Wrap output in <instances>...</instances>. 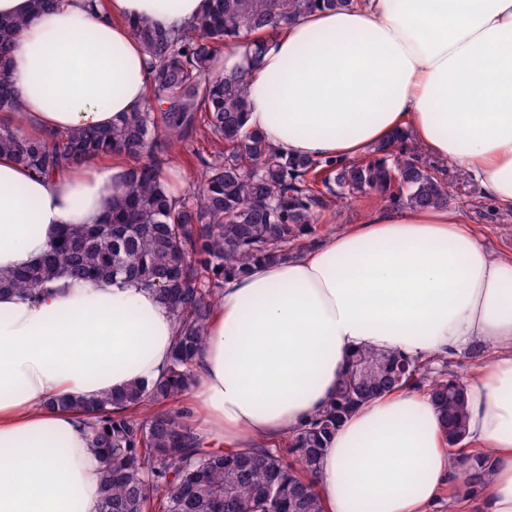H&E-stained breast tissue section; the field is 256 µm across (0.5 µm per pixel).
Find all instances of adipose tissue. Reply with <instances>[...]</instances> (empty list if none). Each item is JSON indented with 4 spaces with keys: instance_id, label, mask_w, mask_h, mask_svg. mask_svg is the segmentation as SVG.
Instances as JSON below:
<instances>
[{
    "instance_id": "adipose-tissue-1",
    "label": "adipose tissue",
    "mask_w": 512,
    "mask_h": 512,
    "mask_svg": "<svg viewBox=\"0 0 512 512\" xmlns=\"http://www.w3.org/2000/svg\"><path fill=\"white\" fill-rule=\"evenodd\" d=\"M205 0H0L27 21L8 70L22 115L55 134L115 124L144 104L148 55L130 24L178 30ZM248 127L293 157L349 161L395 132L470 171L512 211V0H355L283 26L252 56ZM126 169L99 158L39 176L0 154V269L37 261L66 225L100 223ZM176 323L137 284L61 277L0 292V512H99L101 459L79 413L89 400L165 370ZM484 345L466 379L471 452L449 447L423 390L377 395L329 441L314 479L325 512H512V258L493 256L449 208L383 205L308 251L229 280L184 397L197 436L235 454L273 447L333 396L354 350L445 357ZM491 457L478 491L469 453Z\"/></svg>"
}]
</instances>
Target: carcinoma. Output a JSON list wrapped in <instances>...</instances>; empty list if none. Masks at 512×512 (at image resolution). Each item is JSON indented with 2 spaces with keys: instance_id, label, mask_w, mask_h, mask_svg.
<instances>
[{
  "instance_id": "cac0c4a2",
  "label": "carcinoma",
  "mask_w": 512,
  "mask_h": 512,
  "mask_svg": "<svg viewBox=\"0 0 512 512\" xmlns=\"http://www.w3.org/2000/svg\"><path fill=\"white\" fill-rule=\"evenodd\" d=\"M353 0H207L179 31L132 23L152 64L146 104L105 129L32 137L0 126V154L50 175L99 155L134 160L110 212L99 224L72 226L40 260L0 271V291L30 294L60 277L133 282L155 289L177 336L169 366L147 387L120 395L61 398L87 418L89 447L104 458L100 512H324L312 482L337 428L383 392L426 386L451 447L467 437L466 389L429 360L361 349L323 410L288 437V453L263 446L229 458L205 453L183 416L164 409L192 384L206 325L224 281L259 262L276 261L314 233L321 213L375 193L416 209L444 208L441 170L396 133L363 160H310L281 153L246 126L249 78L220 72L224 44L252 37L258 54L283 24ZM21 18H0V112L22 111L6 59ZM203 131L217 145L200 158L201 184L172 196L162 156L175 140ZM489 459L473 458L465 480L477 484Z\"/></svg>"
}]
</instances>
